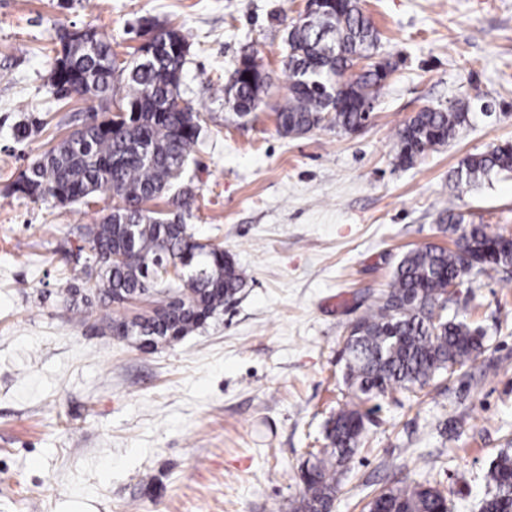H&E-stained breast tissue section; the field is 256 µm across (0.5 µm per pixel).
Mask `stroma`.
<instances>
[{
  "label": "stroma",
  "instance_id": "stroma-1",
  "mask_svg": "<svg viewBox=\"0 0 512 512\" xmlns=\"http://www.w3.org/2000/svg\"><path fill=\"white\" fill-rule=\"evenodd\" d=\"M305 4L0 0V512H293L301 500L302 464L356 401L342 378L351 324L406 251L452 246L440 215L462 159L512 142V0H363L394 67L371 122L283 136L282 59ZM145 17L190 43L184 98L202 134L186 222L248 275L204 328L147 349L106 329L104 314L122 308L80 317L63 296L86 286L72 251L101 206L11 190L92 108L47 93L58 32L94 26L122 61ZM254 48L271 82L241 117L224 90ZM452 101L469 125L398 166L403 123ZM456 210L512 232V173L472 188ZM458 306L486 331L472 377L379 399L331 512H362L371 491L400 481L438 488L448 512H480L483 474L512 439V281L483 279Z\"/></svg>",
  "mask_w": 512,
  "mask_h": 512
}]
</instances>
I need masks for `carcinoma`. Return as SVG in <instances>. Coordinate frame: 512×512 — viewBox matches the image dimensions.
<instances>
[{"label": "carcinoma", "instance_id": "cac0c4a2", "mask_svg": "<svg viewBox=\"0 0 512 512\" xmlns=\"http://www.w3.org/2000/svg\"><path fill=\"white\" fill-rule=\"evenodd\" d=\"M153 33L155 55L134 53L116 62L112 44L93 27L57 34L47 92L62 101L75 96L83 80L93 86L84 100L96 102L83 122L81 137H65L22 171L13 191L34 201L90 205L112 200L100 222L87 228L93 264L90 288H68L77 312L98 302L128 309L126 299L151 297L149 304L108 323L114 335L137 340L171 333L182 337L224 311L245 285V271L219 246L197 242L185 222L192 192L179 187L200 137V115L183 98L182 77L190 44L181 30L144 22ZM380 34L365 15L361 0H336L330 17L293 25L288 31L284 71L288 97L277 109L285 136L306 133L332 113V126L349 132L367 117L356 107L331 100L336 80L353 97L377 100L389 74L373 63L358 72L356 61L377 48ZM124 95L115 98V84ZM232 108L247 114L257 108L261 85L238 77L231 86ZM120 103L124 113H112ZM469 122L463 105L425 107L398 131V163L411 166L427 152L452 141ZM512 173V143L505 141L466 156L453 174L462 194L498 173ZM169 195L173 209L162 213L144 204ZM441 222L458 236L457 249L425 245L405 253L388 290L374 297L345 337V385L356 398L370 401L393 391L421 390L435 380L469 367L485 351L480 327L448 310V285L459 278L472 285L493 272L512 274V236L490 234L482 224L465 222L453 208ZM128 260L113 266L109 257ZM172 265L181 276L163 274ZM364 414L359 406L341 408L326 426L327 447L310 453L301 469L304 495L295 512H331L345 468L362 444ZM489 495L481 512H512V454L500 453L484 474ZM444 497L430 486L406 483L381 491L368 512H440Z\"/></svg>", "mask_w": 512, "mask_h": 512}]
</instances>
